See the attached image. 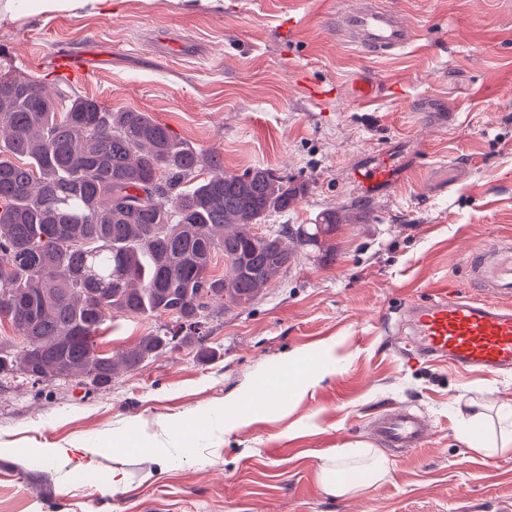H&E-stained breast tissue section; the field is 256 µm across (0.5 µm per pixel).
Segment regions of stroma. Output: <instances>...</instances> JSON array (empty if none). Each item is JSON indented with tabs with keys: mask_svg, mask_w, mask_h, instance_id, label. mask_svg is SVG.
Instances as JSON below:
<instances>
[{
	"mask_svg": "<svg viewBox=\"0 0 512 512\" xmlns=\"http://www.w3.org/2000/svg\"><path fill=\"white\" fill-rule=\"evenodd\" d=\"M0 74L120 112L140 111L190 149L218 151L229 173L264 167L304 184L294 208L253 225L336 215L321 262L301 250L251 305L208 318L202 342L169 349L99 387L36 384L0 372V512H512V450L496 410L512 374L462 371L414 355L404 310L433 292L486 297L468 273L474 248L512 238V0H376L417 30L398 55L348 44L336 17L360 0H112L108 14L59 11L5 19ZM80 53L85 81L58 76ZM369 78L377 95H351ZM331 88L312 98L310 86ZM384 165L392 182L356 178ZM109 314L97 349L118 354L172 324ZM332 348L336 371L301 400L249 403L257 419L225 433L229 396L287 379ZM405 405L430 426L398 454L371 423ZM482 412V449L457 440ZM366 442L391 463L364 494L335 498L320 468ZM83 446L96 474L34 450Z\"/></svg>",
	"mask_w": 512,
	"mask_h": 512,
	"instance_id": "1",
	"label": "stroma"
}]
</instances>
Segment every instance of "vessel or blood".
<instances>
[{"mask_svg":"<svg viewBox=\"0 0 512 512\" xmlns=\"http://www.w3.org/2000/svg\"><path fill=\"white\" fill-rule=\"evenodd\" d=\"M338 29L358 48L391 57L415 37L392 10L364 0L358 9L340 14ZM476 280H488L495 300L458 296L428 299L412 307L409 317L415 351L424 358H444L457 366L480 371H512V247L484 245L470 256ZM373 433L387 446L413 449L428 436L425 419L407 407L389 409L372 423Z\"/></svg>","mask_w":512,"mask_h":512,"instance_id":"1","label":"vessel or blood"}]
</instances>
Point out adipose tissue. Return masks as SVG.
<instances>
[{
    "label": "adipose tissue",
    "mask_w": 512,
    "mask_h": 512,
    "mask_svg": "<svg viewBox=\"0 0 512 512\" xmlns=\"http://www.w3.org/2000/svg\"><path fill=\"white\" fill-rule=\"evenodd\" d=\"M389 475L386 458L362 442L343 444L321 469L322 486L333 497L365 492L387 480Z\"/></svg>",
    "instance_id": "obj_1"
}]
</instances>
